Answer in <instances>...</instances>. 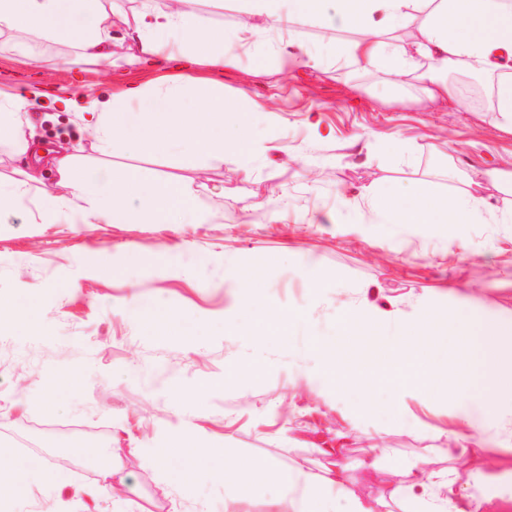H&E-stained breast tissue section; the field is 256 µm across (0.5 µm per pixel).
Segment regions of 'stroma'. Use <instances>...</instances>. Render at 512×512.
<instances>
[{
    "instance_id": "stroma-1",
    "label": "stroma",
    "mask_w": 512,
    "mask_h": 512,
    "mask_svg": "<svg viewBox=\"0 0 512 512\" xmlns=\"http://www.w3.org/2000/svg\"><path fill=\"white\" fill-rule=\"evenodd\" d=\"M114 7L113 57L93 65L71 46L36 48L24 35L0 37V83L42 84L110 99L125 84L154 78L128 35L140 0H103ZM188 17L213 32L245 20L236 0H187ZM295 40L324 62L281 69L278 46ZM355 32L314 23L272 30L266 42L230 63L201 65L197 76L224 83L263 104L251 116L263 150L239 165L183 167L164 155L123 150L104 155L77 113L50 104L23 113L36 142L64 146L84 167L134 169L150 180L188 184L196 204L216 218L193 224L42 223L37 212L0 215V305L24 321L0 333V460L57 470L58 484L32 482L10 512H269L277 485L238 487L205 478L183 485L179 461L161 464L178 434L194 431L207 448L275 464L317 479L344 470L363 499L384 497L381 512H404L389 492L412 461L429 472H452L457 488L472 479L463 460L446 454L445 432L457 421L453 402L406 394L387 411L386 388L337 398L320 371L312 338L334 340L345 309L371 304L385 320H413L423 306H455L465 288L472 308L512 322V224L369 223L366 192L421 186L465 188L467 176L492 166L512 169V132L493 110L474 105L450 80L452 98L429 101L411 79L398 83L360 69L343 47ZM316 114L330 133L308 123ZM398 135L402 152L384 147ZM280 214L277 222L267 212ZM259 268L258 294L298 313L284 340L257 343L237 316L234 270ZM167 315L173 331L151 332L147 315ZM236 322L237 333L224 325ZM245 375L225 382L229 366ZM78 372L76 390L60 391L54 411L42 405L40 379ZM75 429L97 438L112 457L116 493L102 491L96 471L59 466L44 451L45 430ZM512 425L491 428L470 448L490 479L481 512H512ZM378 449L379 471L363 467Z\"/></svg>"
}]
</instances>
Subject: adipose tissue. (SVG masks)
I'll return each instance as SVG.
<instances>
[{
	"label": "adipose tissue",
	"mask_w": 512,
	"mask_h": 512,
	"mask_svg": "<svg viewBox=\"0 0 512 512\" xmlns=\"http://www.w3.org/2000/svg\"><path fill=\"white\" fill-rule=\"evenodd\" d=\"M246 14L260 24L244 23L229 35L191 24L178 6L165 11L144 8L133 27L144 63L163 69L151 89L129 86L107 101L76 103L71 92L58 95L65 107L90 117L101 153L135 150L172 157L177 163L209 156L217 162L239 161L253 142L245 115L254 103L244 93L224 98V85L192 77L193 66L221 57L235 58L246 45L265 41L272 23L317 21L358 32L350 52L355 64L383 67L393 76L414 74L430 98L447 99L449 64L476 73H496L495 110L512 128V0H241ZM26 31L38 38L73 43L90 62L112 56V12L101 0H0V36ZM40 88L26 94L0 89V138L20 155L37 153L19 116L41 98ZM54 163L66 195L32 189L26 180L0 179V210L34 205L44 221L73 214L80 224H128L141 215L165 224L176 209H191L192 221L204 224L209 214L192 208L188 186L148 181L137 172L105 174L99 184L77 164L73 153L57 152ZM373 224H511L512 210L502 211L468 190L411 194L396 190L370 192ZM260 270L237 275L238 302L248 313L256 338L282 335L295 313L274 310L256 293ZM322 371L337 396L388 387L389 406L406 390L468 400L474 382L483 384L482 413L462 416L449 431L453 447L466 452L493 421L512 420V409L498 399L512 388V329L500 320L454 310L422 307L408 334L389 333L381 319L364 306L350 308L342 334L332 346L314 342ZM172 456L185 460L179 480L190 484L213 474L238 485L276 483L280 494L272 512H376L373 503L354 500L343 471L320 483L297 481L272 464L245 458L227 459L219 449L201 447L193 434L175 439Z\"/></svg>",
	"instance_id": "1"
}]
</instances>
